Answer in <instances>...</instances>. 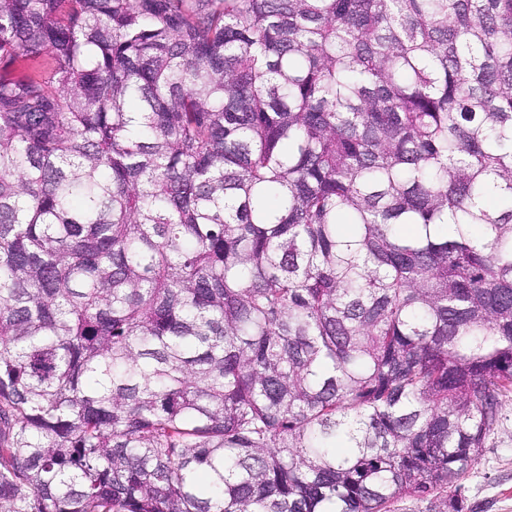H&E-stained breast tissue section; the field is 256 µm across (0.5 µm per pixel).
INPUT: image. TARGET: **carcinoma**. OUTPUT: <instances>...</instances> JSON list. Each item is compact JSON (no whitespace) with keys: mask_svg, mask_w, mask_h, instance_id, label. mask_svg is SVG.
<instances>
[{"mask_svg":"<svg viewBox=\"0 0 512 512\" xmlns=\"http://www.w3.org/2000/svg\"><path fill=\"white\" fill-rule=\"evenodd\" d=\"M509 402L512 0H0V512H462Z\"/></svg>","mask_w":512,"mask_h":512,"instance_id":"obj_1","label":"carcinoma"}]
</instances>
